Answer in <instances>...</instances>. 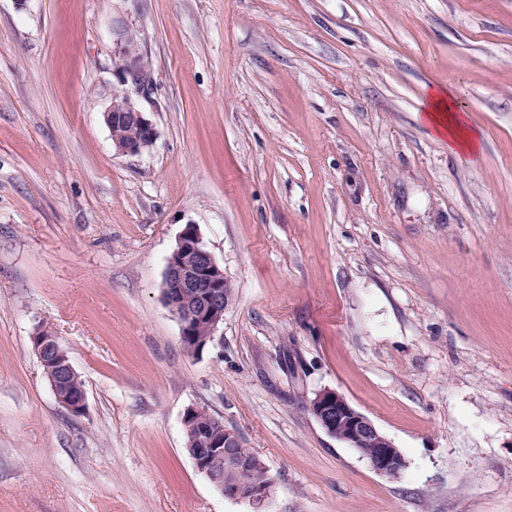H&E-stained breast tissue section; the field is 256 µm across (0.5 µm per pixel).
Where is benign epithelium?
Listing matches in <instances>:
<instances>
[{
	"instance_id": "benign-epithelium-1",
	"label": "benign epithelium",
	"mask_w": 512,
	"mask_h": 512,
	"mask_svg": "<svg viewBox=\"0 0 512 512\" xmlns=\"http://www.w3.org/2000/svg\"><path fill=\"white\" fill-rule=\"evenodd\" d=\"M130 31L127 26L113 30L112 72L116 84L124 90L126 100L120 109L108 107L103 112V120L116 152L136 156L154 145L158 130L147 113L132 100L134 94L147 96L153 91L154 76L145 69L141 42L130 36ZM189 249L198 254L193 266L182 261V255ZM225 281L224 268L204 245L197 227L186 225L167 258L162 282L163 301L178 320L181 335L204 334L206 342L214 340L228 305L223 291ZM184 288L203 289L202 299L196 306L181 304ZM36 352L57 403L72 415H82L86 410L87 395L74 394L64 388L65 380L76 373L70 357L55 340L41 341ZM309 410L327 435L359 453L365 448L375 449L367 461L377 474L389 479L400 478L406 466L404 454L342 394L333 389L320 390L309 401ZM200 411V407H191L183 415V426L188 435L186 449L197 471L204 474L224 497L245 500L259 512L269 504L270 491L264 488L245 491L224 482V471L238 467L247 457L241 435L216 415L212 416L208 427L196 428V416Z\"/></svg>"
}]
</instances>
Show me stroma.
Masks as SVG:
<instances>
[{"label": "stroma", "mask_w": 512, "mask_h": 512, "mask_svg": "<svg viewBox=\"0 0 512 512\" xmlns=\"http://www.w3.org/2000/svg\"><path fill=\"white\" fill-rule=\"evenodd\" d=\"M120 25L156 80L137 156L103 122ZM435 86L477 155L426 125ZM188 224L233 290L195 355L161 292ZM325 388L400 478L320 428ZM191 406L268 512H512V0H0V512H254L196 470ZM35 350L57 403L72 415H82L86 410L85 388L82 394H74L64 388L65 380L76 373L69 355H66L68 352L62 351L66 349L61 344L59 347L55 338L54 341H40V345L36 344ZM309 410L327 435L349 448L358 453H362L363 448H376L367 461L377 474L389 479L400 478L406 466L404 454L342 394L333 389L320 390L309 401ZM202 409L203 407H191L183 415V426L188 435L185 447L194 460L197 471L204 474L225 498L245 500L252 504L256 511H265L261 509H265L271 498V490L265 488L273 486V476L264 462L260 458L253 460L254 457L241 468L224 474V471L235 469L242 464L247 457L246 451L256 453L250 448H244L241 435L224 424V419L220 416L209 412L212 418L208 427L197 429L195 418ZM224 478L244 490L261 489L244 491L225 483Z\"/></svg>", "instance_id": "1"}]
</instances>
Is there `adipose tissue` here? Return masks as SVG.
Masks as SVG:
<instances>
[{
    "label": "adipose tissue",
    "instance_id": "ef3b65f1",
    "mask_svg": "<svg viewBox=\"0 0 512 512\" xmlns=\"http://www.w3.org/2000/svg\"><path fill=\"white\" fill-rule=\"evenodd\" d=\"M424 118L437 136L447 140L452 151L474 155L480 150V138L470 115L459 106L452 89L440 86L429 91Z\"/></svg>",
    "mask_w": 512,
    "mask_h": 512
}]
</instances>
